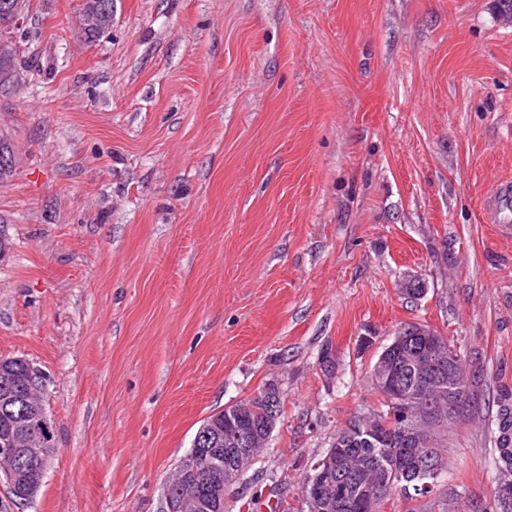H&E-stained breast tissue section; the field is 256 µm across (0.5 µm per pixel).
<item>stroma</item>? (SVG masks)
<instances>
[{"label": "stroma", "instance_id": "obj_1", "mask_svg": "<svg viewBox=\"0 0 512 512\" xmlns=\"http://www.w3.org/2000/svg\"><path fill=\"white\" fill-rule=\"evenodd\" d=\"M31 0L0 133V357L45 378L37 497L0 512H158L202 420L275 385L283 413L224 492L301 486L401 323L447 336L471 415L420 512L497 485L512 388V18L495 0ZM421 276L426 293L400 283ZM336 369L325 374L322 352ZM78 18V34L87 44H93L112 31V0H82ZM95 15L94 27L85 28L80 18L82 15ZM17 149L14 142L7 135H0V182L10 178L15 172L17 165ZM7 164V167L1 164Z\"/></svg>", "mask_w": 512, "mask_h": 512}]
</instances>
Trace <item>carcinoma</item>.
Masks as SVG:
<instances>
[{
    "mask_svg": "<svg viewBox=\"0 0 512 512\" xmlns=\"http://www.w3.org/2000/svg\"><path fill=\"white\" fill-rule=\"evenodd\" d=\"M80 14L97 17L95 26L86 28L78 25V34L87 44H93L112 31V0H82ZM7 35L12 39L26 40L31 38L24 28L13 25L7 8V0H0V37ZM17 149L8 136L0 135V182L10 178L17 165ZM418 329L414 323H406L400 327L393 341L397 346L391 349L388 358L405 367L409 372L408 379L414 378V373L406 367L405 356L410 348V340L399 342V337L409 336ZM41 377L40 372L27 360L20 357L0 358V439L9 435L22 434L34 428L36 414L43 408L40 392L30 391V377ZM374 388L383 397L381 408L373 409L363 416L356 417L358 427L368 426L378 430L385 441L372 446L355 440L357 431L348 421L336 432L332 447L342 450L340 465L351 472L362 484L373 488L374 498L356 499L357 492L349 490L343 497L334 500L328 506H321L320 512H384L385 505L394 497L399 496L406 504L418 501V498L429 494L425 490L418 492L406 490L395 483L392 472L388 468L390 453L405 447L404 439L399 436L401 425L415 426L420 432L422 441L409 446L411 455L431 453L442 471L448 470L447 435L450 425L448 422L434 417L431 406L425 403H415L404 410L400 416L392 410L388 402V392L385 386L376 384ZM278 392L275 385L264 387L257 395L242 404L228 406L202 420L209 425V433L220 441L217 452L225 454L226 445L235 440V430L246 429L257 436V442L252 445V457L265 446L263 437L267 429H273L282 415L283 401L272 402L268 399V391ZM498 407L494 425L497 431L495 454L498 468V482L512 484V392L504 389L496 398ZM229 415L236 429L224 430V415ZM45 464H36L23 460L12 471L8 472L0 466V477L9 486L11 494L21 500L28 501L40 490L44 479ZM208 473L196 476L192 473L183 476L177 482H168V488L180 503L181 512H214L203 504L217 502L216 495H224V480L212 486L211 489L200 490L199 485L206 482Z\"/></svg>",
    "mask_w": 512,
    "mask_h": 512,
    "instance_id": "cac0c4a2",
    "label": "carcinoma"
}]
</instances>
